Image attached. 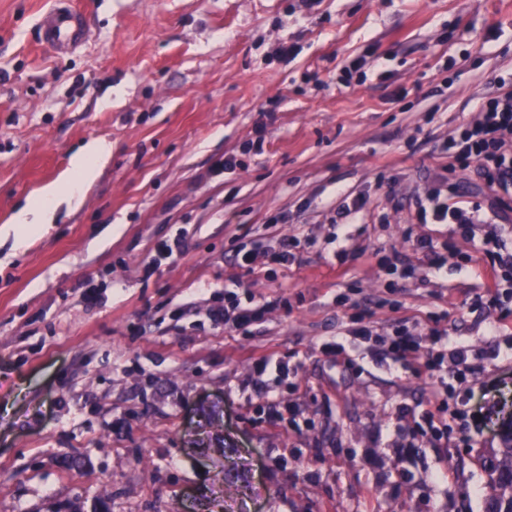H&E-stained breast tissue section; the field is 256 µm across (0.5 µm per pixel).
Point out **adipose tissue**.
<instances>
[{"label": "adipose tissue", "instance_id": "1", "mask_svg": "<svg viewBox=\"0 0 512 512\" xmlns=\"http://www.w3.org/2000/svg\"><path fill=\"white\" fill-rule=\"evenodd\" d=\"M111 156L112 145L105 141H94L80 148L64 180L47 184L35 202L19 210L17 221L20 228L15 235L16 244H23L31 233L52 223L61 202L78 199L83 187L95 177L98 166Z\"/></svg>", "mask_w": 512, "mask_h": 512}]
</instances>
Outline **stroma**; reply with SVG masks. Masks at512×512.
<instances>
[{
    "label": "stroma",
    "mask_w": 512,
    "mask_h": 512,
    "mask_svg": "<svg viewBox=\"0 0 512 512\" xmlns=\"http://www.w3.org/2000/svg\"><path fill=\"white\" fill-rule=\"evenodd\" d=\"M75 3L88 37L57 54L38 25L53 0H0V512H486L512 420L488 327L512 278L487 225L449 234L414 200L485 81L512 90V0ZM95 139L112 156L80 204L16 248L15 214ZM348 193L367 205L337 218ZM295 237L316 245L274 263ZM446 237L437 271L414 244ZM229 291L272 307L245 332L214 325ZM361 315L470 346L463 441L400 429L436 406L427 374L321 353ZM267 353L297 376H258ZM273 398L295 416L270 419Z\"/></svg>",
    "instance_id": "stroma-1"
}]
</instances>
